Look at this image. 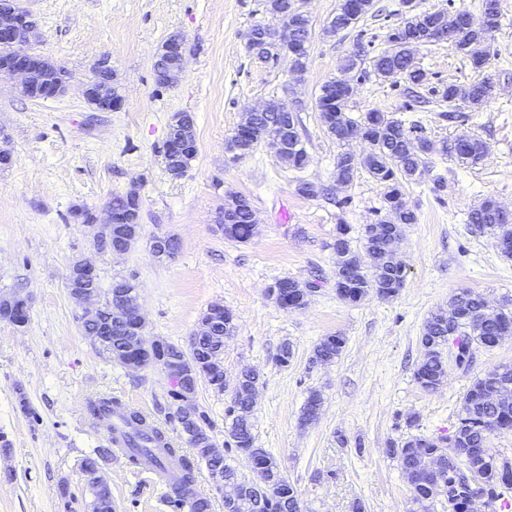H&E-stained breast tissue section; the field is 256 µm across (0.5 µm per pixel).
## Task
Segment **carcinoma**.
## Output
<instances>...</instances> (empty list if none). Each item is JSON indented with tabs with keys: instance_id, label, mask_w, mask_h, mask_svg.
<instances>
[{
	"instance_id": "1",
	"label": "carcinoma",
	"mask_w": 512,
	"mask_h": 512,
	"mask_svg": "<svg viewBox=\"0 0 512 512\" xmlns=\"http://www.w3.org/2000/svg\"><path fill=\"white\" fill-rule=\"evenodd\" d=\"M355 2L339 0L336 13L329 22L328 33L335 35L345 30H358L365 19L366 9L354 13ZM411 2L402 0L406 8L389 12L399 19L389 27L386 48L374 51L372 41H364V31L359 30L356 45L361 52L347 55L341 75L325 82L315 99V108L320 112L330 137L343 143L346 133L352 129L356 136L368 141L370 150L363 158L362 167L385 189L384 214L364 225L362 250L352 249L342 227L333 244L336 253L342 255V261L336 263V287L343 289L340 298L351 304L363 301L371 291L382 299H389L403 287L406 267L398 257L397 244L403 225L417 221L416 213L404 201L405 188L421 182L427 171L428 157L440 154L476 165L484 156V144L474 136L459 135L436 143L425 135L416 134L419 126L413 124L408 127L405 121L389 112L371 109L358 118L350 115V88L372 76L384 80L395 75L403 76L408 83L406 95L412 98L407 108L412 109L416 104L432 106L440 110V116L448 119L455 118L461 104L476 109L492 97L495 85L491 77L484 75L466 85L450 82L437 86L431 82L430 74L416 65L414 58L418 46L434 44V32L446 29L453 34L451 43L457 52L469 60L476 72H482L488 60L489 35L501 25L502 13H493L491 0H483L478 16L461 7L433 11L409 9L407 4ZM240 125L250 132V137L240 142L241 155L247 157L259 145L272 139V135L281 133L280 111L246 112ZM300 127L301 119L295 110L292 128L288 130V149L278 152L279 160L295 170L303 169L308 161ZM334 176L336 185L342 189L352 184L355 170L350 153L337 154ZM109 207L115 216L112 236L102 237L99 242L112 249L124 243L126 226L134 223L135 216L140 213V196L131 189L113 196ZM468 224L471 233L489 236L502 256L512 258V213L504 211L494 198H484L473 206L468 214ZM253 233L251 207L238 208L228 225L227 237L246 242ZM114 288H125L138 295L136 283L120 278L112 280L111 287L107 289L98 288L101 298L109 301ZM484 307V298L479 293L464 290L455 296L448 309L434 313L426 320L419 338L423 354L414 371V380L420 387L434 391L442 385L447 369L443 349L448 345V332L465 341L464 349L455 356V364L467 371L477 348L490 347L502 330L512 329V308H501L490 314L484 312ZM84 332L89 336L103 337L101 347L110 355L128 348L131 341V337L124 335V330L117 328L111 336L103 335L94 327H86ZM344 345V337L326 336L315 346L314 359L319 362L334 360L340 356ZM156 357L176 367L192 360V354L168 342L162 343ZM259 379L257 370L243 371L225 409V418L230 420L225 447L245 461L254 477L246 476L224 459L211 462L205 459V448H196V459H183L181 475L171 486L175 501L188 507L189 512H212L210 498L199 494L196 489L197 461L202 459L207 467L222 470L224 478L238 481L252 491L254 500L246 512H298L296 490L283 475L277 460L266 449L256 445L250 413L252 387ZM201 382L218 392L224 391L223 365L204 359L195 363L191 372V389H197ZM178 396L179 391H171L173 403L169 406V417L179 424L180 432L188 430L203 439L210 438L212 423L208 414L199 409L191 419H186ZM321 401L320 393H309L302 410L303 422L315 420ZM87 411L93 420L104 422L109 428L112 427V414H125L128 425V453L125 457L136 469L141 468V461L146 456H156L163 451L168 454L180 452L178 448L165 446L159 428L138 414L125 412L117 398L93 399L88 402ZM509 431H512V366L502 365L473 380L451 435L431 439L411 434L392 444L388 454L399 463L421 512H435L436 503L440 502L438 488L441 485L447 487L452 512H466L471 490L455 486L456 468L450 459L458 453L472 456L477 465L476 474L486 493L484 504L487 512H497L504 492L512 490V461L498 457L488 448V440L494 433ZM110 453V448H98L83 461L84 470L97 474V481L90 484L91 512H114L112 489L103 470V462ZM269 486L275 487L270 494L266 493Z\"/></svg>"
}]
</instances>
